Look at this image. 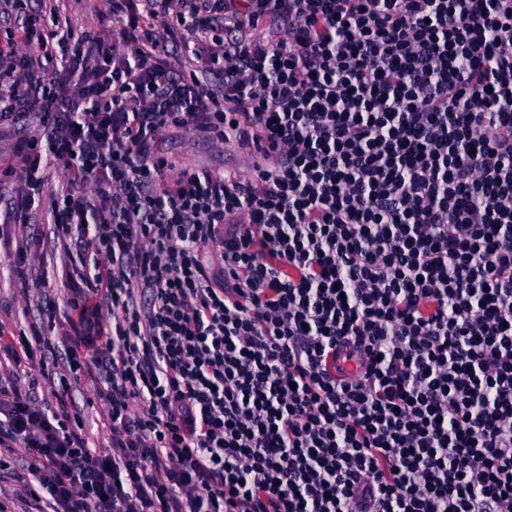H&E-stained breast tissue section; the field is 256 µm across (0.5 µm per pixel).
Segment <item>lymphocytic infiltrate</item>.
<instances>
[{"mask_svg": "<svg viewBox=\"0 0 512 512\" xmlns=\"http://www.w3.org/2000/svg\"><path fill=\"white\" fill-rule=\"evenodd\" d=\"M7 3L0 126L41 130L0 243L25 278L61 167L82 268L62 340L0 336L33 512H512V0H104L108 39ZM161 152L176 163L177 168H212L247 174L252 165L232 145L222 147L191 134L169 137L161 143ZM72 387L75 402L82 409V415L91 439L96 444L98 442L106 444L107 430L103 426L102 412L95 403L93 406L87 403V399L92 396L89 383L86 379L81 378V380L73 381Z\"/></svg>", "mask_w": 512, "mask_h": 512, "instance_id": "f902f5d3", "label": "lymphocytic infiltrate"}]
</instances>
